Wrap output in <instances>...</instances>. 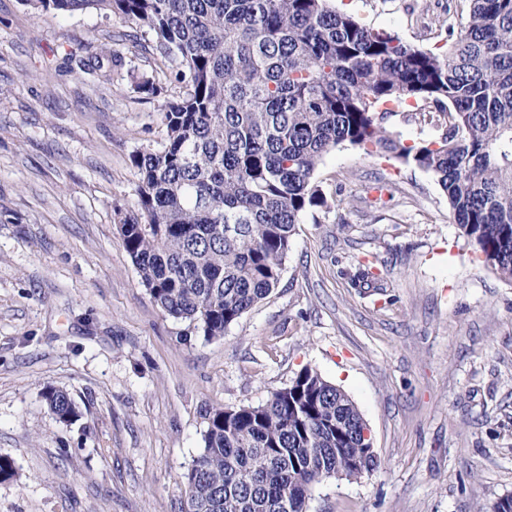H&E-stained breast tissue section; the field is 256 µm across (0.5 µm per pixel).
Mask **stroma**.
<instances>
[{"instance_id": "obj_1", "label": "stroma", "mask_w": 512, "mask_h": 512, "mask_svg": "<svg viewBox=\"0 0 512 512\" xmlns=\"http://www.w3.org/2000/svg\"><path fill=\"white\" fill-rule=\"evenodd\" d=\"M436 52L463 0H332ZM151 34L96 10L0 0V512H183L205 414L264 403L303 368L353 400L379 466L315 486L308 512H488L512 494V283L488 270L434 176L351 147L325 155L326 207L296 227L281 282L223 338L186 337L115 224L130 156L164 137L131 75ZM119 53L110 80L77 58ZM378 288H356L360 265ZM82 416L57 421L42 391ZM42 397L51 413L61 422L72 424L81 417V411L68 392L48 385Z\"/></svg>"}]
</instances>
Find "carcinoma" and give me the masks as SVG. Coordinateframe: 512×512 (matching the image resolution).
<instances>
[{"mask_svg":"<svg viewBox=\"0 0 512 512\" xmlns=\"http://www.w3.org/2000/svg\"><path fill=\"white\" fill-rule=\"evenodd\" d=\"M35 12L115 14L154 34L178 87L165 137L136 151V208L116 211L122 245L160 310L207 341L278 286L301 216L325 204L322 158L346 145L431 173L483 262L512 282V0H467L444 53L371 27L330 0H22ZM123 58L80 60L109 80ZM135 88L153 97L159 79ZM416 103L438 135L408 144L383 125ZM51 413L81 411L48 385ZM369 429L316 370L257 406L206 415L185 474V512H307L313 486L372 472Z\"/></svg>","mask_w":512,"mask_h":512,"instance_id":"1","label":"carcinoma"}]
</instances>
